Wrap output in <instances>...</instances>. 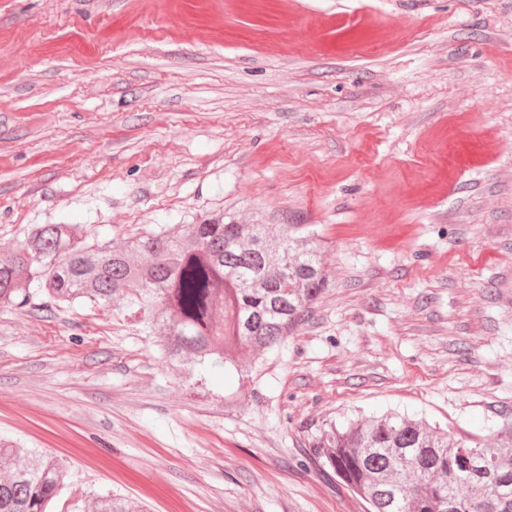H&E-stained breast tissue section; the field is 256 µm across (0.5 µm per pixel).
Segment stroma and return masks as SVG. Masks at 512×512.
Masks as SVG:
<instances>
[{
	"mask_svg": "<svg viewBox=\"0 0 512 512\" xmlns=\"http://www.w3.org/2000/svg\"><path fill=\"white\" fill-rule=\"evenodd\" d=\"M231 214L331 278L250 377L182 379L122 313L0 307V437L59 512H366L326 424L512 409V0H0V248ZM93 512H144L145 509L120 494L107 493L93 499Z\"/></svg>",
	"mask_w": 512,
	"mask_h": 512,
	"instance_id": "stroma-1",
	"label": "stroma"
}]
</instances>
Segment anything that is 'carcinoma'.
<instances>
[{
  "instance_id": "carcinoma-1",
  "label": "carcinoma",
  "mask_w": 512,
  "mask_h": 512,
  "mask_svg": "<svg viewBox=\"0 0 512 512\" xmlns=\"http://www.w3.org/2000/svg\"><path fill=\"white\" fill-rule=\"evenodd\" d=\"M322 245L304 224L205 218L129 238L84 243L70 224H35L0 254V303L23 306L34 289L48 307L120 303L156 337L169 364L201 383L241 372L238 356L281 345L330 286ZM314 454L367 504V512H512V415L485 437L457 440L408 414L331 422ZM0 512H54L69 473L38 448L0 438ZM94 512H144L117 493Z\"/></svg>"
}]
</instances>
